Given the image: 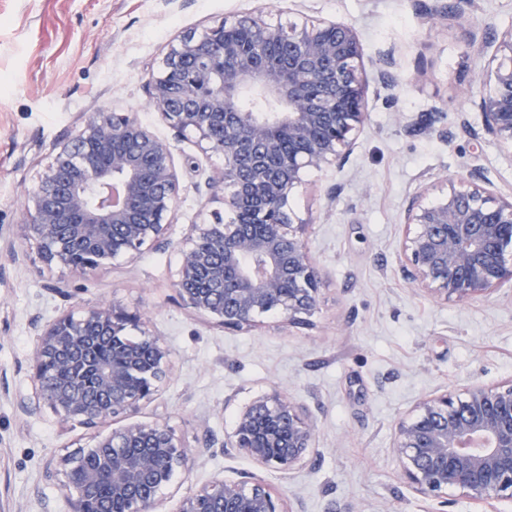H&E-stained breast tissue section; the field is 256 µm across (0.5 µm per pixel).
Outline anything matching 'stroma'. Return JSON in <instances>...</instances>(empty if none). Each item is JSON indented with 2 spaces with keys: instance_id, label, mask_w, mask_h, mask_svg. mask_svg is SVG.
Returning <instances> with one entry per match:
<instances>
[{
  "instance_id": "35a3bbf8",
  "label": "stroma",
  "mask_w": 512,
  "mask_h": 512,
  "mask_svg": "<svg viewBox=\"0 0 512 512\" xmlns=\"http://www.w3.org/2000/svg\"><path fill=\"white\" fill-rule=\"evenodd\" d=\"M455 0H0V512H66L64 474L45 480L49 459L87 446V429L49 408L22 412L30 391L31 320L98 302L148 313L173 353L161 396L136 422L164 420L197 456L177 475L163 512L213 477L256 474L290 512H435L400 475L397 421L424 396L512 380V283L492 296L445 302L412 287L401 269L406 210L434 199L477 167L495 195H512V162L484 134L472 82L512 26V0H473L448 23L434 6ZM262 10L269 22L307 16L355 27L365 61L392 55L395 85L368 71L369 118L343 168L308 170L292 196L307 222L308 250L324 280L309 325L269 315L228 332L175 300L176 251L150 250L82 281L70 300L49 291L33 244L21 239L27 191L56 142L91 112H130L160 138L169 131L149 105L146 79L168 44L224 17ZM180 196L168 235L181 241L218 176L221 157L193 141L173 143ZM279 390L316 420L313 463L284 474L255 470L205 435L230 432L238 407Z\"/></svg>"
}]
</instances>
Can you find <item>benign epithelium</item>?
Returning <instances> with one entry per match:
<instances>
[{"label": "benign epithelium", "instance_id": "obj_1", "mask_svg": "<svg viewBox=\"0 0 512 512\" xmlns=\"http://www.w3.org/2000/svg\"><path fill=\"white\" fill-rule=\"evenodd\" d=\"M278 49L268 58L267 48ZM478 82L485 134L512 161V26L501 33ZM244 91L268 113L244 112ZM148 101L174 138L191 137L224 157L209 199L222 209L168 237L180 192L171 145L129 112H94L60 141L28 190L24 240L47 269L83 278L145 251L179 254V303L231 331L269 313L304 325L323 286L306 225L290 208L310 169L342 165L369 112L367 74L355 28L303 17L271 24L262 11L229 16L200 35L177 37L147 81ZM475 168L433 203L405 217V278L446 302L486 297L512 282V196L481 185ZM143 316L96 304L35 325L32 391L14 399L27 413L49 407L92 431L91 451L63 459L67 512H161L165 491L193 454L165 422L131 421L168 381L172 352ZM126 424L101 434V426ZM310 414L276 389L238 412L223 441L261 468L291 472L314 448ZM402 478L416 494L448 506L455 489L488 512L512 499V381L472 385L420 399L394 432ZM178 512H288L261 479L215 477L184 496Z\"/></svg>", "mask_w": 512, "mask_h": 512}]
</instances>
